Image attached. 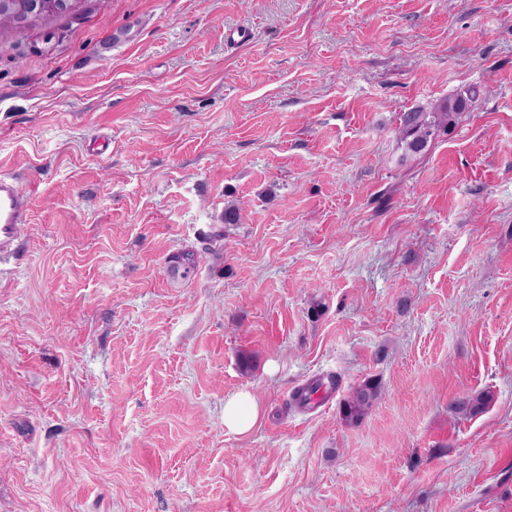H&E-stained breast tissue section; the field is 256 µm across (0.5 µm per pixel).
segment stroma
I'll return each mask as SVG.
<instances>
[{
  "label": "stroma",
  "mask_w": 512,
  "mask_h": 512,
  "mask_svg": "<svg viewBox=\"0 0 512 512\" xmlns=\"http://www.w3.org/2000/svg\"><path fill=\"white\" fill-rule=\"evenodd\" d=\"M1 173L0 512H512V0H79L0 28ZM478 95L476 89H467L454 97L441 99L428 112L417 109L401 113L398 118L399 139L408 151H423L441 135L448 134V129L471 107ZM27 195L18 179L0 174V269L21 250L20 230L29 217ZM380 394V384L375 380L366 381L352 389L340 406L343 420L349 423L363 420L379 400ZM261 408L257 399L240 391L224 401V427L232 433L247 434L258 423Z\"/></svg>",
  "instance_id": "obj_1"
}]
</instances>
